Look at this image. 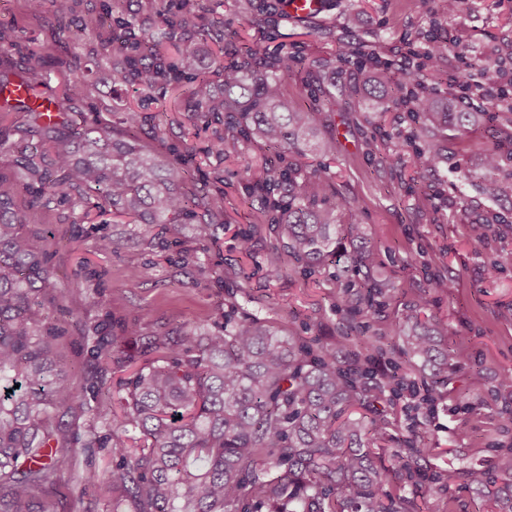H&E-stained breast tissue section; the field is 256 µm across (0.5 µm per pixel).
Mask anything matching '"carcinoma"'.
Instances as JSON below:
<instances>
[{"mask_svg":"<svg viewBox=\"0 0 512 512\" xmlns=\"http://www.w3.org/2000/svg\"><path fill=\"white\" fill-rule=\"evenodd\" d=\"M126 2L110 0L103 9L93 0H50L49 24L72 23L95 36L83 57L68 62L62 98L70 111L81 112L93 66L107 55L126 63L121 82L134 92H177L183 83L193 84L202 123L236 139L258 138L275 150L276 163L247 167L245 179L267 222L281 229L295 267L310 275L342 257L349 267L365 270L363 287L372 302L379 285L371 278L362 225L336 223L344 202L319 208L318 198L330 188L327 168L304 170L295 162L310 148L330 156L335 144L314 140L320 102L304 108L282 92L293 58L277 55L258 68L250 49L227 64L222 52L205 62L186 49L171 62L161 40L196 28L200 0H180L152 40L140 39L123 17ZM215 76L221 96L213 94ZM377 83L372 90L379 91L385 111L409 104L431 125L457 131L478 116L450 97L426 98L408 76L397 80L383 70ZM19 106L37 144L0 142L14 165L12 176H0V512H53L49 487L75 453L59 415L82 413L84 403L55 360L62 330L50 320L45 298L55 271L47 248L39 246L55 234L30 225L28 212L61 190L85 217L96 209L128 224H201L206 232L224 216V196L184 192L185 172L175 163L188 161L190 148L170 143L171 161L150 153L135 110L125 113V130L118 133L97 120L73 122L64 112L55 120L39 103ZM441 156V143L428 142L415 149L414 167L424 173ZM499 167V155L485 151L484 190L512 199V177L496 176ZM22 188L29 191L25 206L18 203ZM282 253L275 252L269 276L284 272ZM221 317L207 329L184 327L174 337L150 339L156 358L125 381L121 422L111 408H96L115 461L112 512H391L386 501L404 490L403 477L417 475L412 464L431 453L423 443L399 446L390 449L398 470L374 463L386 420L367 391L395 392L399 379L392 374L378 380L360 352L340 361L331 343L314 345L237 305ZM412 321L399 355L411 367H432V384L444 382L448 350L428 323L416 316ZM496 466L501 487L489 488L477 468L471 483L493 501L495 512H512V450L502 452Z\"/></svg>","mask_w":512,"mask_h":512,"instance_id":"obj_1","label":"carcinoma"}]
</instances>
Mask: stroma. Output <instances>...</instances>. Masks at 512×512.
Wrapping results in <instances>:
<instances>
[{"label": "stroma", "mask_w": 512, "mask_h": 512, "mask_svg": "<svg viewBox=\"0 0 512 512\" xmlns=\"http://www.w3.org/2000/svg\"><path fill=\"white\" fill-rule=\"evenodd\" d=\"M204 6L206 17L224 20L225 61L238 59L236 36L244 34L261 55L293 56L295 67L282 79L286 96L305 105L315 96L325 102L320 128L335 140L336 151L325 159L310 152L299 163H327L337 198L349 205L341 221L363 225L372 273L391 284L384 306L355 316L352 323L361 336L391 340L394 323L406 321L423 294L443 336L459 352L448 386L434 392L433 411L413 413L405 396L388 392L380 401L389 435L420 434L433 448L425 461L428 480L403 491L409 512H484V498L467 473L482 469L490 485H501L495 460L512 445L503 403L495 395L498 378L512 374V202L484 194L479 158L496 150L499 176L512 175V102L475 97V105L493 111L494 118L463 134L414 121L404 108L381 117L368 107L353 111L350 103L372 73L364 57L399 65L423 54L432 33L449 44L432 63L444 76L490 57L512 56V0H462L452 13L441 0H326L324 12L308 20L290 17L275 0H205ZM0 31L14 40L0 47V77L15 78L23 57L44 54L37 89L47 98L58 97L69 75L75 27L52 31L32 18L28 0H0ZM119 71L112 59L95 68L84 96L86 118L118 130L133 107L147 121L166 115L169 139L193 131L197 119L188 99L173 100L159 89L136 97L119 92ZM210 139L207 132L194 139L205 162L183 181L189 193L204 185L224 192V221L210 225L208 236H201L196 224L163 228L78 221L66 202L34 215L56 234L47 248L60 298L49 314L63 331L58 358L88 409L81 418H62L80 448L54 483L55 512H112L111 493L85 487L83 479L91 473L104 479L112 471L108 429L94 411L102 401L118 405L129 369L99 372L79 323L98 325L101 341L124 351L137 367L152 358L148 336L183 325L210 326L231 301L297 336L331 341L341 338L347 324L336 268L306 276L291 266L279 277L267 274L281 234L251 209L244 169L268 156V148L258 140L228 139L223 158H211ZM432 139L443 146L440 163L416 176L412 147ZM473 224L487 225V243L470 239ZM246 234L251 250L245 255L239 242ZM103 237L122 238L123 250L99 252ZM493 264L499 273L486 279L483 270ZM437 278L456 281L452 295L432 291ZM97 291L108 298L107 308L93 305ZM134 319L138 335L122 336V324Z\"/></svg>", "instance_id": "1"}]
</instances>
